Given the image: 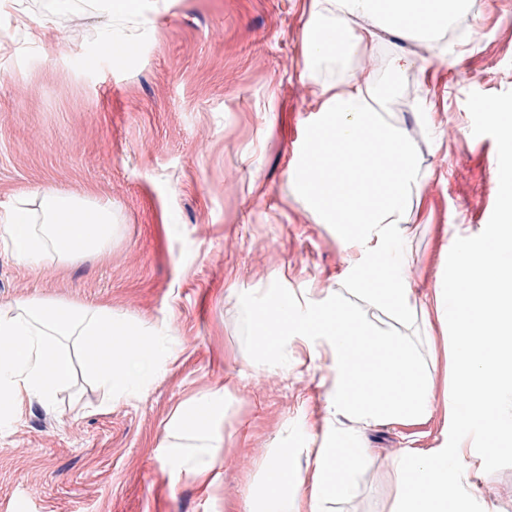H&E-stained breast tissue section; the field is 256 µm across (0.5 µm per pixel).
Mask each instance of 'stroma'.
<instances>
[{
	"label": "stroma",
	"instance_id": "stroma-1",
	"mask_svg": "<svg viewBox=\"0 0 512 512\" xmlns=\"http://www.w3.org/2000/svg\"><path fill=\"white\" fill-rule=\"evenodd\" d=\"M312 0H142L116 34L132 56L109 57L95 0H16L0 9V216L18 195L47 188L111 201L112 251L67 264L19 262L0 240V307L28 297L107 304L119 322L164 331L176 359L137 398L110 400L75 359L70 386L21 415L0 407V512H246L279 448L304 499L317 476L313 451L336 427L318 345L289 346L265 373L247 355L239 296L280 282L299 302L335 293L364 304L347 281L350 251L288 181L306 131L321 118L336 66L309 78L303 39ZM474 33L441 40L454 64L432 57L412 106L392 113L433 170L411 201L404 247L418 297L447 283L444 248L477 245L489 214L512 203L492 173L508 147L473 101L512 113V0H470ZM433 114L426 128L418 106ZM430 415L404 425L357 428L368 453L352 493L323 512H392L399 497L389 461L401 448H432L446 407L442 347L423 343ZM228 388L232 404L207 489L164 471L159 445L172 411ZM468 512H512V449Z\"/></svg>",
	"mask_w": 512,
	"mask_h": 512
}]
</instances>
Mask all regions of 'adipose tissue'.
Listing matches in <instances>:
<instances>
[{"label":"adipose tissue","instance_id":"adipose-tissue-1","mask_svg":"<svg viewBox=\"0 0 512 512\" xmlns=\"http://www.w3.org/2000/svg\"><path fill=\"white\" fill-rule=\"evenodd\" d=\"M466 0H313L304 39L307 74L316 77L328 63L342 66L339 82L323 90L326 117L312 134V151L288 171L326 221L335 225L342 244L357 250L349 285L374 306L407 323L426 308L419 302L402 249L408 200L431 177L417 161L403 125L385 114L408 75L426 62L393 52L382 71L348 68V61L371 49L376 26L389 25L398 39L411 40L447 26ZM362 26H353V18ZM371 168H364L367 156ZM38 214L26 199H16L0 235L13 255L35 266L52 259L67 261L101 255L112 245V205L93 196L57 190L37 196ZM512 216L501 218L491 235L465 251H444L451 288L436 291V311L446 332L444 344L452 370L448 409L433 448H404L392 459L402 490L397 512H463V479L476 460L502 453L512 444ZM491 328L497 340L477 348L472 336ZM138 330L117 327L112 311L100 306L31 297L0 309V336L11 345L0 353V399L22 412L26 403L50 402L73 376V351L81 349L87 368L111 396L140 393L175 357L168 347L134 343ZM226 393L194 397L177 409L161 444L162 466L192 476L205 487L217 481L212 451L223 441ZM484 444L467 448L473 426ZM339 434L317 449L316 498L304 503L289 470V449H278L264 465V485L248 512H319V501L349 490V465L359 449L342 453Z\"/></svg>","mask_w":512,"mask_h":512}]
</instances>
